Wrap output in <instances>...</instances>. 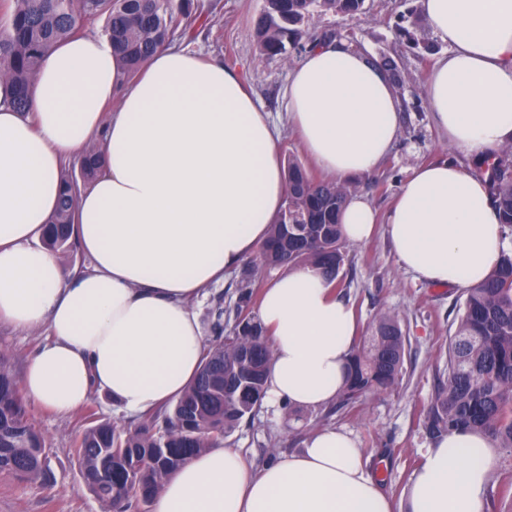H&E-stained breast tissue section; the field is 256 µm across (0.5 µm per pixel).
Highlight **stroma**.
<instances>
[{"mask_svg":"<svg viewBox=\"0 0 512 512\" xmlns=\"http://www.w3.org/2000/svg\"><path fill=\"white\" fill-rule=\"evenodd\" d=\"M261 5L262 0H197L198 8L210 14L213 24L197 29L188 48L235 69L259 108L280 129L283 155L301 158L305 152L291 132L284 110L289 73L299 57L293 53L285 60L258 58L253 20ZM365 6V14L348 20L315 14L306 26L313 35L328 29L354 31L368 54L393 59L405 78L399 138L379 174L357 183L358 191L383 212L415 166L447 158L468 166L472 160L453 149L429 119L424 77L448 45L434 33L420 0H366ZM399 26L433 45V52L427 54L397 40L394 30ZM346 251L340 293L355 311L358 334H365L375 315L387 312L398 317L408 338L401 385L394 392L371 394L331 413L304 410L300 421L288 420L285 409L260 405L225 438L224 445L239 449L259 468L274 457L298 451L314 430L341 428L355 438L385 492L398 500L407 492L421 452L429 444L421 426L422 412L446 370L448 339L457 325L465 293L428 285L401 269L383 228H376L368 241L347 246ZM248 273L263 288L278 275L276 269L255 267L250 257L226 271L223 282L209 288L197 305L206 339H213L219 329H231L238 287ZM46 338L43 329L18 331L0 325V355L7 358L14 376H22L28 357ZM90 412L121 429L137 423L136 418L113 406L110 398L97 393L87 409L67 417L30 407V421L45 442V475L33 482L0 477V512H104L84 484L75 452L76 438Z\"/></svg>","mask_w":512,"mask_h":512,"instance_id":"35a3bbf8","label":"stroma"}]
</instances>
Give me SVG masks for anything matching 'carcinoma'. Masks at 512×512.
<instances>
[{
  "instance_id": "carcinoma-1",
  "label": "carcinoma",
  "mask_w": 512,
  "mask_h": 512,
  "mask_svg": "<svg viewBox=\"0 0 512 512\" xmlns=\"http://www.w3.org/2000/svg\"><path fill=\"white\" fill-rule=\"evenodd\" d=\"M366 0H263L256 23L262 59L286 57L321 42L361 43L336 29L314 38L303 28L314 13L354 18ZM0 20V82L11 86L5 103L19 112L29 107L28 89L44 55L63 40L102 22L113 50L133 78L159 47L179 37L193 39L192 24L202 14L193 0H3ZM101 155L87 150L64 165L63 192L43 244L66 251L82 190L96 176ZM485 172L501 223L512 225V145L486 163ZM288 228L282 218L270 225L258 258L263 266L309 265L333 283L347 258L340 215L352 195L351 183L314 177L294 156L287 165ZM466 298L448 343L446 377L438 380L423 412L422 427L434 440L457 430L489 435L495 447L512 453V253L501 254L489 277L465 290ZM255 280L242 286L232 334L204 350L196 379L171 406L146 414L132 429L94 419L80 434L76 453L82 478L93 496L110 509L132 506L129 491L150 503L166 479L190 456L224 444L244 417L264 398L271 348L248 306ZM408 338L395 316L376 315L368 336L350 357L336 407L372 392L391 391L403 378ZM41 437L31 425L13 374L0 358V476L37 480L45 472ZM495 512H512V472L499 484Z\"/></svg>"
}]
</instances>
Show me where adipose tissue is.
Masks as SVG:
<instances>
[{"label":"adipose tissue","instance_id":"adipose-tissue-1","mask_svg":"<svg viewBox=\"0 0 512 512\" xmlns=\"http://www.w3.org/2000/svg\"><path fill=\"white\" fill-rule=\"evenodd\" d=\"M447 55L427 74L436 128L482 159L512 144V0H421ZM0 83V323L47 329L24 395L61 415L92 393L128 414L174 403L198 373L204 335L193 303L254 255L288 191L279 132L234 70L165 46L126 79L109 38L55 44L30 109L4 105ZM290 126L328 175L376 173L398 135L399 100L366 53L332 41L303 55L285 93ZM106 162L82 192L75 231L91 268L67 279L40 243L67 158ZM344 238L375 224L351 196ZM384 222L400 268L438 287L472 288L497 264L504 226L485 178L448 160L403 180ZM271 340L264 400L317 409L344 385L354 314L317 270L295 266L258 310ZM493 441L456 432L425 448L402 508L347 433L323 428L303 448L254 469L223 446L190 457L152 512H483Z\"/></svg>","mask_w":512,"mask_h":512}]
</instances>
